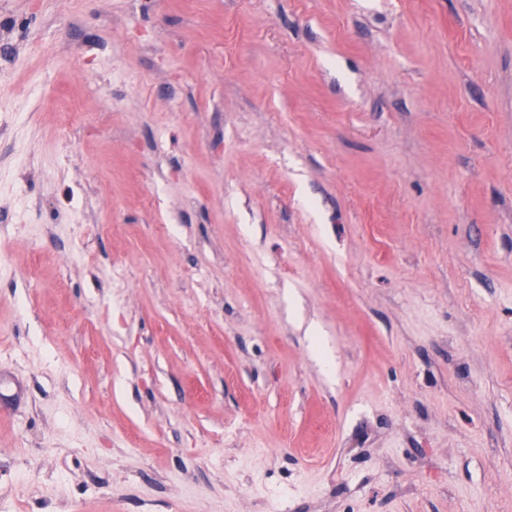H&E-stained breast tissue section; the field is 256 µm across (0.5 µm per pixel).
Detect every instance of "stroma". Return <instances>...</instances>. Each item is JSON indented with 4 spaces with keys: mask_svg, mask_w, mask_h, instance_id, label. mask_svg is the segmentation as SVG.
<instances>
[{
    "mask_svg": "<svg viewBox=\"0 0 512 512\" xmlns=\"http://www.w3.org/2000/svg\"><path fill=\"white\" fill-rule=\"evenodd\" d=\"M0 512H512V0H0Z\"/></svg>",
    "mask_w": 512,
    "mask_h": 512,
    "instance_id": "1",
    "label": "stroma"
}]
</instances>
